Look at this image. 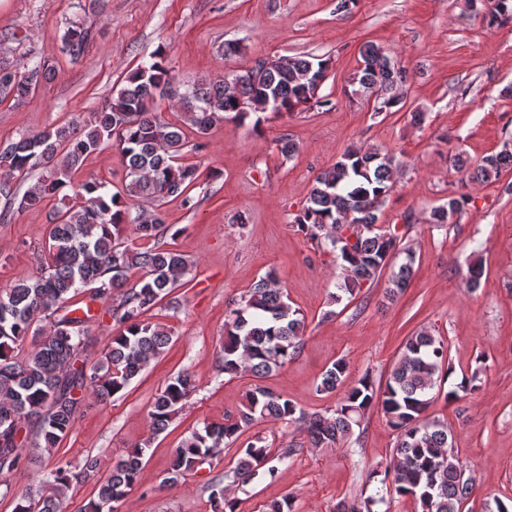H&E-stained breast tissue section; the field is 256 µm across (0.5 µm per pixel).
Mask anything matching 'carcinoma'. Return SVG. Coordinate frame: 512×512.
<instances>
[{"mask_svg":"<svg viewBox=\"0 0 512 512\" xmlns=\"http://www.w3.org/2000/svg\"><path fill=\"white\" fill-rule=\"evenodd\" d=\"M468 3L490 28L512 20V0H491L488 7L485 0ZM91 39L90 29L74 23L62 36L61 51L76 60ZM360 58L347 94L374 100L378 113L402 110L408 70L372 42L363 44ZM329 63L316 56H297L285 66H260L255 78L247 72L231 84L194 82L184 86L173 102L183 124L202 137L217 125L248 117L253 110L247 103L255 97L268 98V111L274 114L327 105L319 91ZM55 74L54 63L47 59L29 64L0 57V96L23 102ZM172 85L165 52L158 51L147 69L132 71L112 99L82 123L0 143L4 172L0 194L17 202L19 210L52 204L40 275L17 276L0 286V486L26 463L59 448L73 429L83 393L100 404L110 402L170 342V331L149 321L146 314L161 303L170 310L180 308L174 292L185 285L190 263L177 250L155 245L172 229L161 206L169 198L192 206L190 192L199 178L197 166L181 162L186 147L182 127L154 112L156 102L170 94ZM110 141L119 147L126 169L123 190L110 194L102 181L74 182L72 172ZM397 168L393 154L353 144L315 177L306 205L295 218L310 239L325 238L338 251L343 270L338 301L344 297L354 301L385 272V297L393 300L413 275L415 255L400 247L397 229L379 225L380 207L393 188ZM511 169L512 150L504 148L480 160L474 179L489 182ZM15 182L28 183L23 194L13 190ZM139 199L149 201L151 207L133 215L129 204ZM469 201L466 193L448 195L431 211L430 223H451ZM133 270L139 273L138 284L129 288L128 273ZM483 275L478 258L464 277L467 290H476ZM81 289L90 301L78 314L70 308V300ZM98 302L108 306L122 332L89 366L83 359L87 323L93 319L92 305ZM304 330V317L268 273L253 282L229 312L220 367L233 377L247 373L264 378L299 352ZM29 336L34 343L23 351ZM449 376L448 344L423 329L406 339L382 385L367 375L346 385L347 364L342 359L326 368L316 390L326 395L341 391L343 396L335 408L323 413H299L289 399L256 385L246 393V403L224 414V421L206 423L182 440L163 482L181 483L260 421L298 424L312 447L333 448L353 435L366 410L377 406L396 431L393 463L382 472H372L375 477L383 475L375 495L363 501L343 499L336 512H375L376 505L403 497L415 500L421 512H462L463 502L476 490L475 478L466 474L459 449L449 441L448 424L424 417ZM197 389L186 370L168 380L151 404L152 435L168 428ZM29 423L37 424L32 438L22 434ZM150 448L147 438L128 449L99 484L85 512H117V503L138 484ZM290 453L272 448L260 436L236 449L234 465L210 483L211 512H237V503L227 498L228 490L244 489L261 473L274 475L277 463ZM97 466V460L90 458L79 472L56 467L39 496L27 492L16 496L13 512H60V500L73 482L94 476Z\"/></svg>","mask_w":512,"mask_h":512,"instance_id":"cac0c4a2","label":"carcinoma"}]
</instances>
